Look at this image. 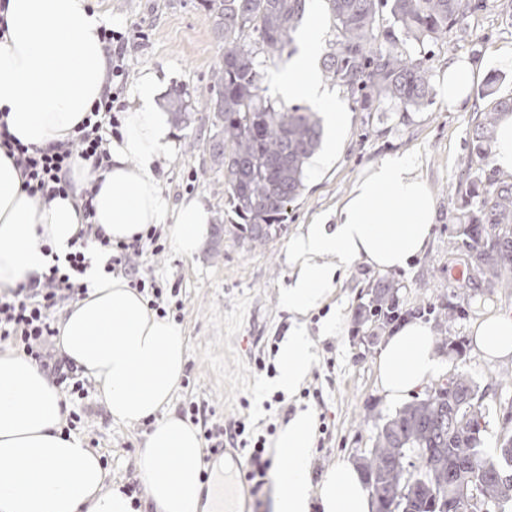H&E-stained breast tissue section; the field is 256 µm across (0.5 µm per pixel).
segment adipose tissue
Here are the masks:
<instances>
[{"instance_id": "obj_1", "label": "adipose tissue", "mask_w": 512, "mask_h": 512, "mask_svg": "<svg viewBox=\"0 0 512 512\" xmlns=\"http://www.w3.org/2000/svg\"><path fill=\"white\" fill-rule=\"evenodd\" d=\"M0 36V116L23 144L47 147L71 138L105 88L110 59L101 39L104 19L90 0H5ZM321 22L312 19L306 48L278 78L283 96L300 97L336 128L343 114L318 75L315 56ZM160 77L142 73L123 114L121 135L98 177L94 225L114 240H131L147 226L170 223L177 253L195 256L213 214L198 199L170 212L158 169L171 156V123L157 102ZM86 176L67 198L40 204L22 188L12 158L0 152V288L28 283L65 256L82 226ZM435 200L420 164L387 157L367 168L336 210V223L305 225L292 239L291 281L282 293L295 318L279 351L278 390L293 394L310 373L312 343L303 323L310 310L332 299L339 269L360 260L389 272L421 254L435 221ZM175 222H168V215ZM85 298L64 319L62 355L99 385L113 421L147 424L139 467L156 512H198L205 468L198 428L162 414L179 387L186 340L171 320L157 317L124 278L92 263L83 276ZM490 361L512 357V318L489 313L472 329ZM430 328L404 324L388 337L377 361L386 402L397 404L441 368ZM66 405L53 380L29 357L0 352V512H134L131 500L105 486L98 456L65 433ZM317 417L296 412L274 443V512H376L365 479L352 463L331 467L319 484L310 479Z\"/></svg>"}]
</instances>
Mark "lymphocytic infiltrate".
Here are the masks:
<instances>
[{
    "instance_id": "lymphocytic-infiltrate-1",
    "label": "lymphocytic infiltrate",
    "mask_w": 512,
    "mask_h": 512,
    "mask_svg": "<svg viewBox=\"0 0 512 512\" xmlns=\"http://www.w3.org/2000/svg\"><path fill=\"white\" fill-rule=\"evenodd\" d=\"M115 101L111 92H104L70 140L45 148L21 143L11 135L6 123H0V147L13 158L23 189L30 197L49 202L68 196L73 190L70 174L77 161L90 162L95 171L102 168L110 154ZM165 249L166 241L153 225L129 242L111 240L99 229L79 230L64 265H52L41 279L0 292V341L19 343L24 353L39 362L58 383L67 382L75 372L73 363L48 349L51 337L59 333L52 311L61 301L86 296L88 289L80 278L91 263V253L105 256L106 273L130 276L132 287L148 292L152 309L163 317L167 314L165 288L154 277L141 273L139 261L143 255L156 256ZM205 439L212 448L230 444L248 449L244 480L250 483L252 492L262 489L271 466L265 456V437L253 436L245 422L238 420L230 430L220 425L206 429Z\"/></svg>"
}]
</instances>
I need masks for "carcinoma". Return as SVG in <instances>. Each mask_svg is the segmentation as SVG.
<instances>
[{"label": "carcinoma", "mask_w": 512, "mask_h": 512, "mask_svg": "<svg viewBox=\"0 0 512 512\" xmlns=\"http://www.w3.org/2000/svg\"><path fill=\"white\" fill-rule=\"evenodd\" d=\"M309 0H204L214 37L224 53L210 73L202 105L213 135L210 169L223 173L232 212L241 220L224 233L249 248L268 244L284 227L288 204L305 188V169L323 136L321 119L306 106L263 94L261 67L292 57L296 33ZM334 38L323 55L329 81L351 94L362 110L382 104L407 115L424 104L432 73L421 57L425 44L461 26L481 0H325ZM391 22L380 23L382 9ZM175 121L188 120L183 92L170 100ZM500 101L478 116L476 155L488 157L487 142ZM468 198L457 223L461 244L450 255L492 286L512 288V183L467 179ZM398 286L388 281L365 306V317L398 308ZM484 394L465 373L439 383L377 427L372 448L361 457L366 487L377 512H483L512 500V446L494 456L481 449L486 431Z\"/></svg>", "instance_id": "1"}]
</instances>
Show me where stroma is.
Returning <instances> with one entry per match:
<instances>
[{
	"label": "stroma",
	"instance_id": "1",
	"mask_svg": "<svg viewBox=\"0 0 512 512\" xmlns=\"http://www.w3.org/2000/svg\"><path fill=\"white\" fill-rule=\"evenodd\" d=\"M92 3L104 13L106 27L130 39L123 72L112 80L119 110H126L135 79L147 70L161 77V95L185 94L189 121L173 125L175 153L161 171L171 205L196 197L215 221L235 223L224 177L210 170L206 151L210 124L202 104L222 45L211 32L202 0ZM486 3L464 29H451L425 47L433 78L418 111L405 117L384 106L364 112L346 90L330 86L346 114L340 130L324 134L335 140L336 151L325 164L310 163L306 189L289 205L279 238L257 250L228 238L217 256L206 244L191 259L171 246L160 255L143 256L142 271L155 275L171 291L172 302L182 306L176 322L186 336L185 374L169 411L201 427L241 419L261 433L268 425L282 426L296 409L309 407L318 418L313 481L338 462H358L371 448L377 425L397 411L385 401L376 379L377 359L393 327L378 318L365 322L359 317L375 289L390 279L399 285L402 321L418 319L432 331L446 362L437 381L464 372L485 392L484 452L494 454L501 439L512 436V359L485 360L471 336L473 324L487 312L512 316V290L478 282L459 293L460 271L448 266V253L459 239L453 216L461 205L462 185L470 172H492L489 162L479 161L474 152L476 116L497 101L512 99V68L495 62L499 51L512 48V0ZM464 59L480 64L482 72L472 84L469 106L452 109L443 100L442 83L449 63ZM405 153L417 157L436 203L425 251L389 273L359 260L350 263L338 278L335 297L307 318L314 343L308 379L296 394L274 402L273 376L258 370L255 360L275 363L278 344L293 325L280 302L291 281L289 242L304 225L334 223L337 204L366 167ZM450 301L462 304L463 311L447 321L441 312ZM331 321L337 329L330 336L324 328ZM77 383L83 386L80 392H73L68 382L59 391L69 412L78 416L73 434L103 463L107 488L139 480L144 426L114 422L96 382L82 375Z\"/></svg>",
	"mask_w": 512,
	"mask_h": 512
}]
</instances>
